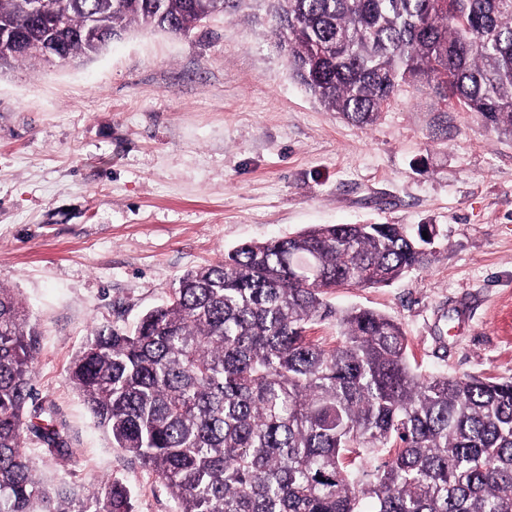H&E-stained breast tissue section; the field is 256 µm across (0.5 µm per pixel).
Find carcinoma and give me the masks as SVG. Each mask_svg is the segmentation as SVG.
Segmentation results:
<instances>
[{
    "label": "carcinoma",
    "instance_id": "obj_1",
    "mask_svg": "<svg viewBox=\"0 0 512 512\" xmlns=\"http://www.w3.org/2000/svg\"><path fill=\"white\" fill-rule=\"evenodd\" d=\"M240 0H64V29L0 0V69L39 56L90 59L106 30L187 35ZM292 75L355 126L373 124L406 88L454 101L512 134V0H271ZM426 226L323 224L244 243L189 270L136 329L102 326L69 375L112 447L173 495L177 512H512V380L423 375L386 314L337 309L332 290L385 286L430 262ZM336 322L327 347L311 328ZM41 332L0 288V512H134L110 478L85 492L51 483L23 433L67 451L34 405Z\"/></svg>",
    "mask_w": 512,
    "mask_h": 512
}]
</instances>
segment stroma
I'll use <instances>...</instances> for the list:
<instances>
[{"label":"stroma","instance_id":"stroma-1","mask_svg":"<svg viewBox=\"0 0 512 512\" xmlns=\"http://www.w3.org/2000/svg\"><path fill=\"white\" fill-rule=\"evenodd\" d=\"M270 23L249 0L186 36L133 26L82 62L0 70V286L39 323L35 401L67 453L26 450L49 481L115 477L135 512H176L97 426L70 362L186 271L315 224L433 225L427 268L331 302L397 320L421 370L512 379V136L431 110L422 87L357 128L291 77Z\"/></svg>","mask_w":512,"mask_h":512}]
</instances>
